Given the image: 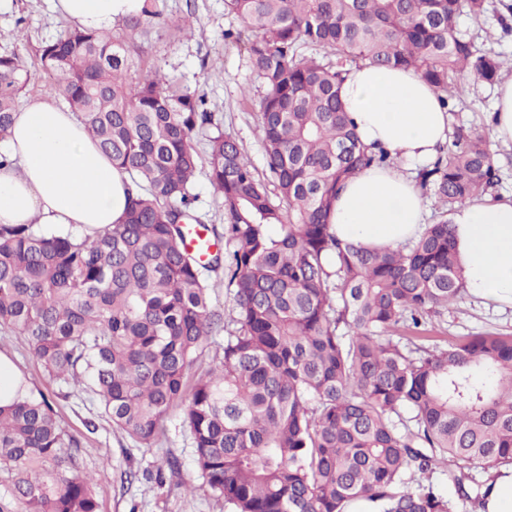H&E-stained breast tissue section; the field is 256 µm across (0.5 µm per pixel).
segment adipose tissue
Returning <instances> with one entry per match:
<instances>
[{"label": "adipose tissue", "instance_id": "1", "mask_svg": "<svg viewBox=\"0 0 512 512\" xmlns=\"http://www.w3.org/2000/svg\"><path fill=\"white\" fill-rule=\"evenodd\" d=\"M74 25L107 31L141 0H53ZM340 96L362 142L394 158L341 187L330 222L339 238L363 248L405 245L422 230L423 200L409 173L430 163L448 139L438 93L415 72L369 63L352 68ZM11 163L0 168V224H58L91 234L121 223L129 179L53 94L27 99L5 139ZM467 292L512 307V200L476 199L452 216Z\"/></svg>", "mask_w": 512, "mask_h": 512}]
</instances>
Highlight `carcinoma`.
I'll return each instance as SVG.
<instances>
[{"mask_svg":"<svg viewBox=\"0 0 512 512\" xmlns=\"http://www.w3.org/2000/svg\"><path fill=\"white\" fill-rule=\"evenodd\" d=\"M224 11L242 23L224 39L245 43L266 88V178L205 95L159 69L132 77L131 42L67 29L42 47L41 69L134 189L123 222L93 235L0 224V326L49 378L87 383L144 448L183 408L203 484L232 512H485L512 468V336L448 345L433 318L466 292L448 213L497 185L488 142L459 133L418 169L439 218L405 247H357L328 220L344 181L395 162L360 143L338 96L345 75L365 62L411 69L455 111L454 75L492 83L505 65L456 29L463 14L480 21L484 0H224ZM161 18V0H144L124 27ZM28 81L19 54L0 53L1 140ZM204 168L224 252L202 260L186 229ZM221 267L224 313L205 276ZM220 331L222 361L189 379ZM79 448L46 399L0 406L14 512H99Z\"/></svg>","mask_w":512,"mask_h":512,"instance_id":"carcinoma-1","label":"carcinoma"}]
</instances>
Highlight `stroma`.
Masks as SVG:
<instances>
[{
    "mask_svg": "<svg viewBox=\"0 0 512 512\" xmlns=\"http://www.w3.org/2000/svg\"><path fill=\"white\" fill-rule=\"evenodd\" d=\"M481 21L461 16L457 29L475 45L512 59V29L504 19L512 0H486ZM195 22L193 36L174 27L184 18ZM226 15L224 0H164L162 21L127 32L115 25L111 34L142 46L132 61L133 74L156 68L177 77L182 86L204 93L208 107L226 133L232 134L257 171H264L258 128L259 101L264 90L252 72L243 45L226 41L224 31L239 27ZM69 23L51 7V0H0V52L18 51L31 80L23 92L33 97L48 92V79L40 68L42 46L68 29ZM460 102L448 115L450 132L490 134L495 87L484 81L456 76ZM439 335L456 343L477 334L512 335V307L489 304L465 294L436 320ZM0 352L8 354L31 384V390L50 402L67 434L80 442V466L97 478L100 512H229L223 501L202 485L181 409H173L164 422V434L155 447L143 448L114 427L85 385H63L51 380L32 357L24 340L0 327ZM180 461V473L164 484L147 478L165 455Z\"/></svg>",
    "mask_w": 512,
    "mask_h": 512,
    "instance_id": "35a3bbf8",
    "label": "stroma"
}]
</instances>
